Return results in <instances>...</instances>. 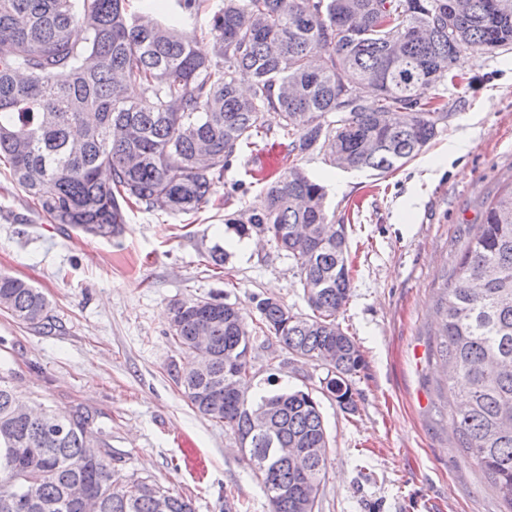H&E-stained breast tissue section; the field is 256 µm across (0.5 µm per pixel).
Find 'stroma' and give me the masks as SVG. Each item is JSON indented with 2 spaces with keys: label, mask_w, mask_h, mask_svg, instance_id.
Masks as SVG:
<instances>
[{
  "label": "stroma",
  "mask_w": 512,
  "mask_h": 512,
  "mask_svg": "<svg viewBox=\"0 0 512 512\" xmlns=\"http://www.w3.org/2000/svg\"><path fill=\"white\" fill-rule=\"evenodd\" d=\"M463 56L462 82L436 89L447 125L402 167L380 175L334 168L319 152L298 160L347 227L352 287L338 321L364 359L352 378L356 409L327 396L329 367L274 345L256 343L251 376L253 391L275 376L321 402L330 448L318 512H504L451 423L438 372V300L484 202L512 184V48ZM458 140L466 151L450 152ZM242 242L212 206L181 215L136 207L119 237H94L50 223L0 174V272L41 288L53 316L38 331L0 314V368L22 398L97 410L120 476H152L196 512L269 504L236 436L195 412L176 383L184 357L169 336L171 305L218 296L252 314L273 297L309 311L295 261ZM216 245L228 273L208 260Z\"/></svg>",
  "instance_id": "stroma-1"
}]
</instances>
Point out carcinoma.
Listing matches in <instances>:
<instances>
[{"instance_id":"obj_1","label":"carcinoma","mask_w":512,"mask_h":512,"mask_svg":"<svg viewBox=\"0 0 512 512\" xmlns=\"http://www.w3.org/2000/svg\"><path fill=\"white\" fill-rule=\"evenodd\" d=\"M147 2L165 19L130 12L128 0H0V160L53 224L110 238L135 206L197 211L242 148L271 139L297 157L323 150L335 168L389 172L448 122L430 91L456 79L457 54L512 46V0H465L462 13L454 0ZM203 17L210 58L183 30ZM264 181L224 223L293 258L311 313L264 298L251 324L217 298L176 301L169 335L191 406L257 440L270 512H315L329 448L320 401L302 389L252 398L248 370L255 342L272 336L330 367L329 397L354 410L349 379L364 360L337 321L351 292L348 239L325 187L298 165ZM0 311L52 328L41 289L3 272ZM438 312L456 432L512 512V186L485 205ZM6 494L18 502L11 512H158L160 502L195 512L157 479L112 468L97 411L25 403L0 370Z\"/></svg>"}]
</instances>
